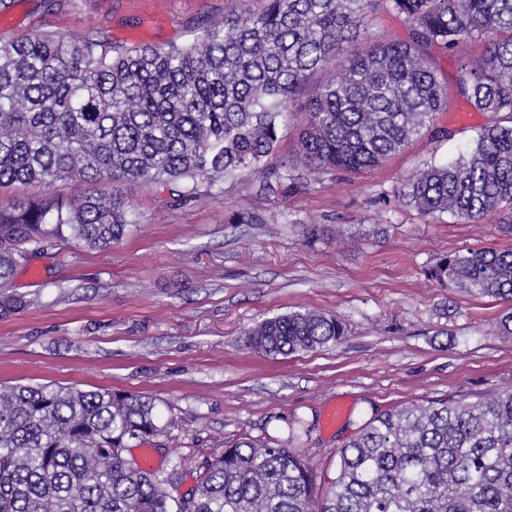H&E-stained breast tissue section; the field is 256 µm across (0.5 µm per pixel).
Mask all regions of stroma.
Wrapping results in <instances>:
<instances>
[{"label": "stroma", "instance_id": "obj_1", "mask_svg": "<svg viewBox=\"0 0 512 512\" xmlns=\"http://www.w3.org/2000/svg\"><path fill=\"white\" fill-rule=\"evenodd\" d=\"M241 0H18L0 12V42L49 32L118 48L182 45L238 11ZM507 114L464 100L439 114L381 166L327 171L300 190L266 196L267 171L194 201L154 184L116 183L136 215L119 243L90 250L55 241L32 252L0 291L29 307L0 315V385H59L148 397L163 435L132 443L187 494L208 462L244 439L302 454L321 499L339 452L371 416L512 388V301L432 280L442 258L512 249L501 217L471 223L423 215L402 200L407 179L454 158ZM336 315L347 334L311 352L272 358L245 333L279 314ZM346 419L327 432L325 409Z\"/></svg>", "mask_w": 512, "mask_h": 512}]
</instances>
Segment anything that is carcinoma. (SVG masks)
<instances>
[{
  "label": "carcinoma",
  "mask_w": 512,
  "mask_h": 512,
  "mask_svg": "<svg viewBox=\"0 0 512 512\" xmlns=\"http://www.w3.org/2000/svg\"><path fill=\"white\" fill-rule=\"evenodd\" d=\"M383 11L408 37L371 31ZM363 47L339 59L343 46ZM455 94L476 111L512 116V0H262L183 46L115 49L93 37L37 33L0 44V188L68 179H127L181 200L245 170H265L287 107L305 98L296 163L311 174L359 173L403 151L451 108L428 61L460 53ZM334 68L314 91L309 76ZM262 191L300 187L273 173ZM425 215L477 222L505 215L512 231V126H485L474 144L406 183ZM136 223L111 190L0 204V287L30 250L66 237L90 248L119 242ZM431 279L470 295L512 300V249L454 253ZM345 335L317 311L266 319L247 346L269 356L308 352ZM162 433L154 405L132 393L0 387V512H512V389L473 400L406 404L366 421L340 451L329 492L285 446L246 439L214 459L186 499L128 461L133 441Z\"/></svg>",
  "instance_id": "cac0c4a2"
}]
</instances>
